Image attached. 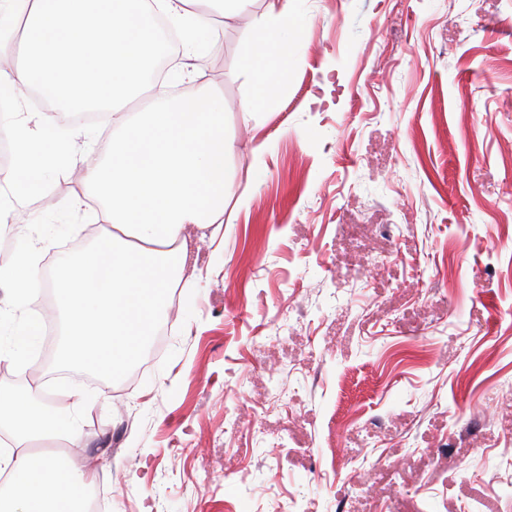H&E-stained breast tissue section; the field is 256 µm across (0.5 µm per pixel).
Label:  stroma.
Listing matches in <instances>:
<instances>
[{
	"mask_svg": "<svg viewBox=\"0 0 512 512\" xmlns=\"http://www.w3.org/2000/svg\"><path fill=\"white\" fill-rule=\"evenodd\" d=\"M288 90L253 119L262 5L194 59L224 96L231 196L117 376L35 349L108 512H512V0H288ZM269 140L254 160L253 140ZM267 173L251 187L256 169ZM22 200L43 278L94 245L77 174Z\"/></svg>",
	"mask_w": 512,
	"mask_h": 512,
	"instance_id": "35a3bbf8",
	"label": "stroma"
}]
</instances>
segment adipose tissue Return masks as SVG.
<instances>
[{"instance_id":"1","label":"adipose tissue","mask_w":512,"mask_h":512,"mask_svg":"<svg viewBox=\"0 0 512 512\" xmlns=\"http://www.w3.org/2000/svg\"><path fill=\"white\" fill-rule=\"evenodd\" d=\"M252 0H0V134L12 151L0 165V224L16 243L0 265V283L23 293V317L0 316V364L23 363L39 344L43 316L40 288L54 292V311L65 345L57 357L104 374L137 362L169 308L170 291L186 261L185 225L207 227L224 213L229 194L225 165L235 145L224 136L223 95L200 91L187 98L151 102L137 112L128 101L144 89L149 53L157 38L154 17L181 31L185 58L211 35L213 11L230 18ZM298 25L280 0H264L255 46L244 60L255 80L243 112L255 116L287 88L291 33ZM55 103L77 111L104 105L114 131L102 157L84 155V129L58 133L50 113L25 117L19 99L34 86ZM60 150L66 168L81 172L83 195L71 198L81 211L96 199L106 223L90 251L57 260L42 280L38 249L29 241L35 219L19 221L14 204L35 194L45 172L37 157ZM0 430L14 443L0 450L8 492L0 512H82L91 472L38 444L77 442L68 412L42 397L32 381L23 391H0Z\"/></svg>"}]
</instances>
